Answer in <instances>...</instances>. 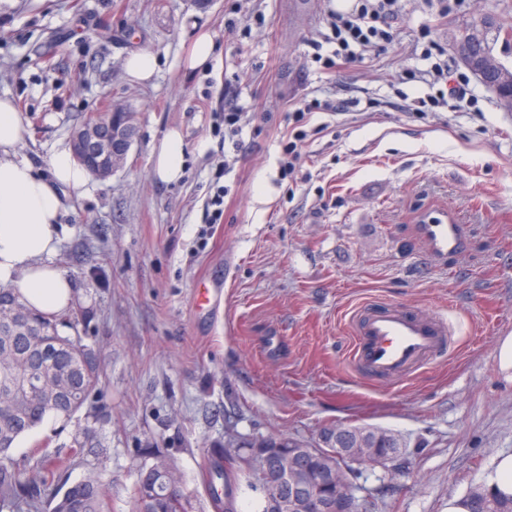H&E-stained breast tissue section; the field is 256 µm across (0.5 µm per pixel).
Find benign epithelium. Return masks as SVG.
Wrapping results in <instances>:
<instances>
[{"instance_id": "benign-epithelium-1", "label": "benign epithelium", "mask_w": 512, "mask_h": 512, "mask_svg": "<svg viewBox=\"0 0 512 512\" xmlns=\"http://www.w3.org/2000/svg\"><path fill=\"white\" fill-rule=\"evenodd\" d=\"M498 42L504 45L508 39L498 26L478 16L458 33L454 50L458 62L495 93L501 107L512 112V65L505 64L493 53L476 52L480 44ZM135 136V131L114 115L74 131L71 152L76 160L94 171L95 177L105 180L123 164ZM348 439V430L336 427L325 430L314 446H292L286 452L263 448L249 453L250 468L264 482L291 489L290 495L269 500V512H359L353 484L342 478L341 472L354 471L363 465L386 469L388 462L381 461L373 448L341 447ZM317 456L329 459V465L320 471V478L336 486L335 497L328 501L316 497L310 489L312 471L308 461Z\"/></svg>"}]
</instances>
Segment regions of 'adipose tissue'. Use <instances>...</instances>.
Segmentation results:
<instances>
[{
  "instance_id": "ef3b65f1",
  "label": "adipose tissue",
  "mask_w": 512,
  "mask_h": 512,
  "mask_svg": "<svg viewBox=\"0 0 512 512\" xmlns=\"http://www.w3.org/2000/svg\"><path fill=\"white\" fill-rule=\"evenodd\" d=\"M27 127L12 99L0 97V286L14 289L35 311L61 315L74 298V286L53 258L59 245L63 198L80 193L91 179L70 151L54 153L49 175L17 156ZM154 173L166 183L183 176L185 143L170 129L152 152Z\"/></svg>"
}]
</instances>
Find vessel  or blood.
Returning a JSON list of instances; mask_svg holds the SVG:
<instances>
[{"instance_id": "1", "label": "vessel or blood", "mask_w": 512, "mask_h": 512, "mask_svg": "<svg viewBox=\"0 0 512 512\" xmlns=\"http://www.w3.org/2000/svg\"><path fill=\"white\" fill-rule=\"evenodd\" d=\"M416 232L436 263L464 253L463 225L447 213L424 214ZM352 339L350 361L362 376L396 382L427 366L448 344V323L437 313L408 304L372 300L355 309L346 322Z\"/></svg>"}]
</instances>
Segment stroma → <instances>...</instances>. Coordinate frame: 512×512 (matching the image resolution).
<instances>
[{
  "label": "stroma",
  "mask_w": 512,
  "mask_h": 512,
  "mask_svg": "<svg viewBox=\"0 0 512 512\" xmlns=\"http://www.w3.org/2000/svg\"><path fill=\"white\" fill-rule=\"evenodd\" d=\"M333 6L0 0V95L28 128L19 158L47 174L89 113L120 103L137 116L123 167L64 199L54 261L87 312L83 341L105 376L70 423L41 425L11 450L21 462L42 447L63 460L46 497L94 470L112 483L108 512H132L138 473L160 454L176 462L190 512H214L204 466L227 433L313 444L344 423L392 430L406 445L396 472L357 468L363 512H448L512 454V374L498 358L512 336V112L452 50L478 12L512 21V0H451L445 12L402 0L385 50L325 70L313 44ZM230 13L239 27L226 26ZM259 14L265 25L244 33ZM425 24L469 101L420 119L409 107L432 84L401 76L428 67ZM202 31L215 55L185 71ZM139 51L157 59L147 84L125 71ZM313 95L357 105L317 114L301 166L281 178L288 106ZM230 107L256 115L237 147L224 139ZM172 127L184 175L163 183L152 151ZM225 182L223 220L208 223ZM429 211L469 231L467 251L442 267L414 230ZM371 298L442 313L450 354L402 382L361 377L345 318ZM83 428L86 446L73 447Z\"/></svg>",
  "instance_id": "stroma-1"
}]
</instances>
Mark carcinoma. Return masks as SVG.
<instances>
[{
  "label": "carcinoma",
  "mask_w": 512,
  "mask_h": 512,
  "mask_svg": "<svg viewBox=\"0 0 512 512\" xmlns=\"http://www.w3.org/2000/svg\"><path fill=\"white\" fill-rule=\"evenodd\" d=\"M84 319L79 308L67 316L40 314L28 308L18 295L0 290V512H40L48 478L55 477L62 461L45 451L33 463L37 480H21L26 465L10 454L16 440L51 415L69 421L88 399L100 390L103 371L78 335ZM367 432L368 447L379 456L395 461L404 444L393 432L361 426ZM238 438L231 436L224 449L211 455L205 472L208 489L220 485L223 494L210 493L215 512H234L239 490L238 476L244 474L246 487L259 490L256 475L240 455H231ZM111 483L91 471L69 486L51 512H107ZM261 491V490H259ZM272 490L261 491L252 512H268ZM134 512H188L189 501L180 489L179 470L162 455L140 472L133 493ZM468 507L482 512H512V496L503 497L486 484L470 488Z\"/></svg>",
  "instance_id": "cac0c4a2"
}]
</instances>
